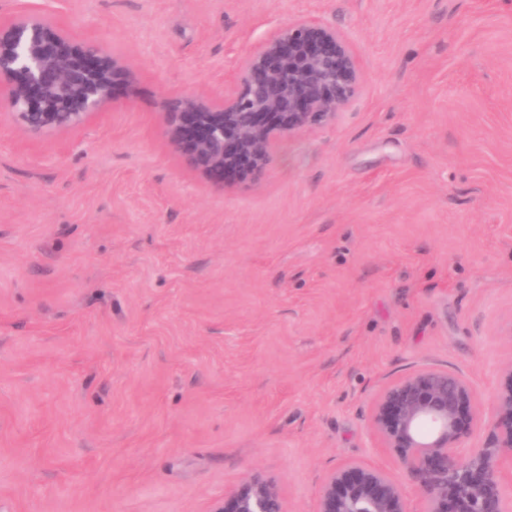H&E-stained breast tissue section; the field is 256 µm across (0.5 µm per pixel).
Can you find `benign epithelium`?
Masks as SVG:
<instances>
[{
	"mask_svg": "<svg viewBox=\"0 0 512 512\" xmlns=\"http://www.w3.org/2000/svg\"><path fill=\"white\" fill-rule=\"evenodd\" d=\"M360 58L342 33L314 19L289 23L240 61L221 98L181 94L165 105L167 134L201 175L252 182L268 170L276 141L335 121L359 91ZM132 81L96 39L75 43L37 12L0 23V105L33 134L81 125ZM460 375L422 369L388 384L372 408L382 447L420 491V512H512V363L500 374L490 415ZM486 434L462 454L464 441ZM213 512H285L276 485L253 476ZM318 512H414L384 468L347 461L321 483Z\"/></svg>",
	"mask_w": 512,
	"mask_h": 512,
	"instance_id": "1",
	"label": "benign epithelium"
}]
</instances>
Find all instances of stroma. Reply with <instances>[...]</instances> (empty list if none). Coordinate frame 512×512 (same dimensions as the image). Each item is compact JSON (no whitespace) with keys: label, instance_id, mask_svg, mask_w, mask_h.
<instances>
[{"label":"stroma","instance_id":"35a3bbf8","mask_svg":"<svg viewBox=\"0 0 512 512\" xmlns=\"http://www.w3.org/2000/svg\"><path fill=\"white\" fill-rule=\"evenodd\" d=\"M132 70L32 135L0 111V512H213L259 474L317 512L351 459L421 497L372 403L421 369L489 411L512 363V0H0ZM364 80L254 182L170 144L297 17Z\"/></svg>","mask_w":512,"mask_h":512}]
</instances>
